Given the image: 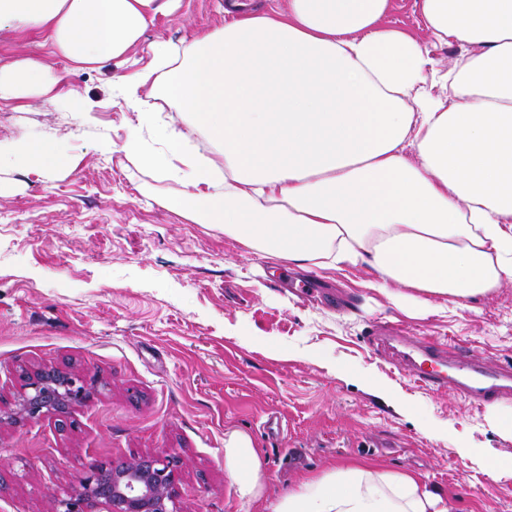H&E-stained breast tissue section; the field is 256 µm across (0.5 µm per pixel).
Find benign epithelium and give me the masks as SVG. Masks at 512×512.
<instances>
[{
  "instance_id": "7a95c632",
  "label": "benign epithelium",
  "mask_w": 512,
  "mask_h": 512,
  "mask_svg": "<svg viewBox=\"0 0 512 512\" xmlns=\"http://www.w3.org/2000/svg\"><path fill=\"white\" fill-rule=\"evenodd\" d=\"M97 388L96 377L71 369L24 371L12 406L0 407V424L53 416L64 425L73 406ZM181 466V457L167 451L132 462L93 464L53 512H178L175 485Z\"/></svg>"
}]
</instances>
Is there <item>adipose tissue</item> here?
<instances>
[{"instance_id": "adipose-tissue-1", "label": "adipose tissue", "mask_w": 512, "mask_h": 512, "mask_svg": "<svg viewBox=\"0 0 512 512\" xmlns=\"http://www.w3.org/2000/svg\"><path fill=\"white\" fill-rule=\"evenodd\" d=\"M448 68L387 28L392 0H220L223 23L119 79L141 127L122 150L176 180L173 204L246 247L301 269L368 265L393 299H466L512 282V0H420ZM157 0H0V30L45 31L92 68L126 57ZM43 63L0 66V100L41 90ZM187 129L159 123L150 93ZM164 140L163 152L146 135ZM43 173L49 146L0 144V160ZM224 461L242 498L261 491L258 454L235 433ZM272 512H450L422 477L367 463L304 476Z\"/></svg>"}]
</instances>
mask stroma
I'll use <instances>...</instances> for the list:
<instances>
[{"mask_svg":"<svg viewBox=\"0 0 512 512\" xmlns=\"http://www.w3.org/2000/svg\"><path fill=\"white\" fill-rule=\"evenodd\" d=\"M419 0H393L389 28L437 60L459 46L431 40ZM216 0H175L121 60L74 69L45 34L0 31V65L40 60L87 104L75 112L32 96L0 101V141L51 139L64 169L0 168V400L21 371L58 366L102 389L59 431L50 417L0 425V512H50L96 462L178 453L179 512H272L297 480L348 463L415 473L453 512H512V457L488 407L429 392L365 340L369 322L512 364V284L436 312L395 305L368 266L307 271L266 259L220 224L186 220L181 186L121 150L139 123L114 81L147 68L150 47L215 28ZM308 278L300 298L285 285ZM261 463L258 498L241 499L224 462L232 433Z\"/></svg>","mask_w":512,"mask_h":512,"instance_id":"1","label":"stroma"}]
</instances>
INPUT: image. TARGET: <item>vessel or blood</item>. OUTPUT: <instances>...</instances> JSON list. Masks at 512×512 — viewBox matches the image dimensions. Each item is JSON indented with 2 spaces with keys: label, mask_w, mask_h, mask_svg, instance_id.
<instances>
[{
  "label": "vessel or blood",
  "mask_w": 512,
  "mask_h": 512,
  "mask_svg": "<svg viewBox=\"0 0 512 512\" xmlns=\"http://www.w3.org/2000/svg\"><path fill=\"white\" fill-rule=\"evenodd\" d=\"M370 343L397 344L401 366L415 383L430 391L451 387L469 401L482 405L512 395V367L479 366L466 349L421 342L411 336L381 337L371 329Z\"/></svg>",
  "instance_id": "b4317fda"
}]
</instances>
